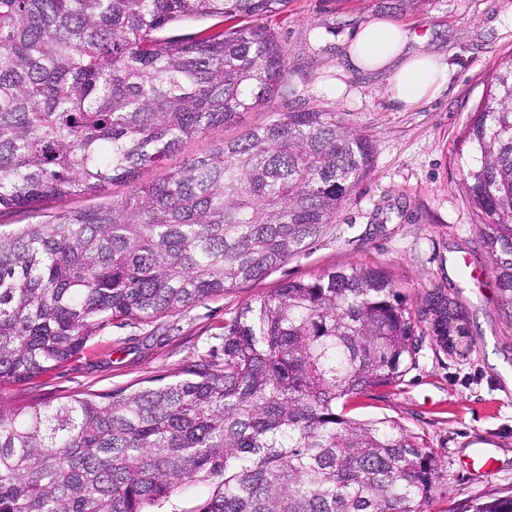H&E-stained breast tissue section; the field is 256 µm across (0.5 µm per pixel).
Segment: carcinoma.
<instances>
[{
    "mask_svg": "<svg viewBox=\"0 0 512 512\" xmlns=\"http://www.w3.org/2000/svg\"><path fill=\"white\" fill-rule=\"evenodd\" d=\"M405 16L432 0H367ZM288 0H0V215L126 181L217 123L272 102L288 73L257 20ZM212 24L169 35L189 21ZM463 180L512 311V57L464 135ZM374 140L344 113L271 112L210 152L89 210L0 228V384L157 322L302 254L357 192ZM469 346L447 295L419 312L379 268H331L242 304L222 357L168 380L0 408V512H151L192 479L196 512H430L436 456L350 398L400 382L420 349ZM448 512H512V490Z\"/></svg>",
    "mask_w": 512,
    "mask_h": 512,
    "instance_id": "carcinoma-1",
    "label": "carcinoma"
}]
</instances>
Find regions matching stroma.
Returning a JSON list of instances; mask_svg holds the SVG:
<instances>
[{
	"instance_id": "35a3bbf8",
	"label": "stroma",
	"mask_w": 512,
	"mask_h": 512,
	"mask_svg": "<svg viewBox=\"0 0 512 512\" xmlns=\"http://www.w3.org/2000/svg\"><path fill=\"white\" fill-rule=\"evenodd\" d=\"M375 15L349 0H290L287 11L267 19L288 54L289 69L271 105L210 127L161 167L141 169L104 193L51 200L39 213L0 216L4 224H35L64 209L94 207L106 195H128L136 184L178 168L188 156L265 124L274 109L348 113L375 140L371 176L306 252L262 281L210 297L161 324L113 323L89 342L80 359L29 381L0 385L1 405L58 403L174 374L220 347L225 314L282 281L332 267L371 266L386 271L413 308L424 307L433 291L444 292L463 315L473 343L463 351L443 350L429 322H422L415 364L396 387L351 399L350 416L393 419L428 441L439 475L431 512L512 488V312L501 303L479 219L461 182L465 127L494 68L512 54V0H434L424 12L399 18L409 33L424 37V50L447 53L450 73L438 97L407 111L390 102L381 75L346 70L351 92L340 98L321 87L344 68L340 42ZM465 259L479 267V279L462 276ZM487 445L498 460L496 473L467 470V457Z\"/></svg>"
}]
</instances>
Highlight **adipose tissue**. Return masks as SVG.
<instances>
[{
    "label": "adipose tissue",
    "mask_w": 512,
    "mask_h": 512,
    "mask_svg": "<svg viewBox=\"0 0 512 512\" xmlns=\"http://www.w3.org/2000/svg\"><path fill=\"white\" fill-rule=\"evenodd\" d=\"M413 40L403 27L375 17L346 39L342 55L352 69L386 74L391 101L409 110L448 84L445 55L414 48Z\"/></svg>",
    "instance_id": "obj_1"
}]
</instances>
